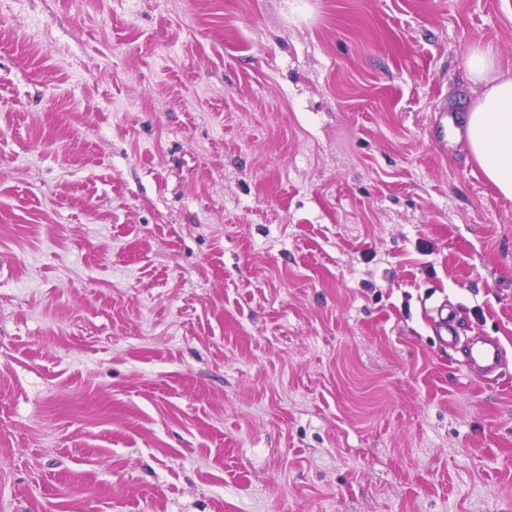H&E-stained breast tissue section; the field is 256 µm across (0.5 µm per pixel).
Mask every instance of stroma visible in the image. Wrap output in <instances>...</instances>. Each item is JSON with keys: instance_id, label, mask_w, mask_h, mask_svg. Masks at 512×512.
<instances>
[{"instance_id": "1", "label": "stroma", "mask_w": 512, "mask_h": 512, "mask_svg": "<svg viewBox=\"0 0 512 512\" xmlns=\"http://www.w3.org/2000/svg\"><path fill=\"white\" fill-rule=\"evenodd\" d=\"M8 3L0 512H512V0ZM470 78L483 85L466 115L468 148L487 181L512 199V76L501 73L491 44L471 49L464 61ZM479 343L475 351H471L470 358L476 376L483 379L499 366L501 349L498 340L492 336H486Z\"/></svg>"}]
</instances>
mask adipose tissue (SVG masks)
Returning a JSON list of instances; mask_svg holds the SVG:
<instances>
[{"mask_svg":"<svg viewBox=\"0 0 512 512\" xmlns=\"http://www.w3.org/2000/svg\"><path fill=\"white\" fill-rule=\"evenodd\" d=\"M471 79L482 85L481 96L466 115L468 148L487 181L512 199V76L501 73L498 52L484 44L464 61Z\"/></svg>","mask_w":512,"mask_h":512,"instance_id":"1","label":"adipose tissue"}]
</instances>
